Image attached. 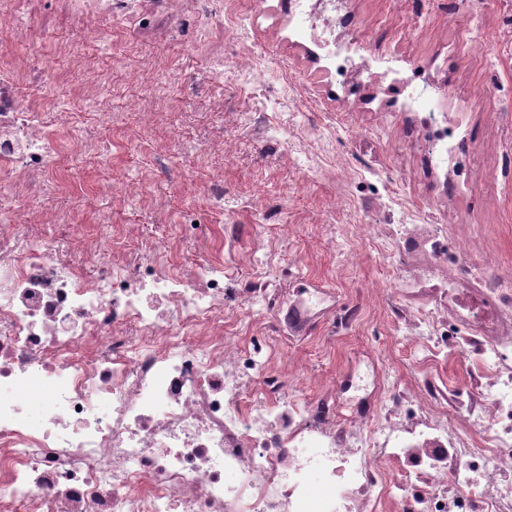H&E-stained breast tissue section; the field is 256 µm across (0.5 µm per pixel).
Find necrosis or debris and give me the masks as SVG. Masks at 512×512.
<instances>
[{
	"mask_svg": "<svg viewBox=\"0 0 512 512\" xmlns=\"http://www.w3.org/2000/svg\"><path fill=\"white\" fill-rule=\"evenodd\" d=\"M0 0V512H512V266L466 224H345L325 241L390 244L398 291L387 320L425 373L385 365L331 377L293 354L310 324L352 335L362 303L261 273L232 278L223 257L170 264V206L105 158L125 134L86 48L137 0ZM64 61L74 104L48 93ZM409 101L435 164L456 128L418 87ZM160 153L183 139L165 112H138ZM99 167L95 194L140 197L144 220L102 240L69 178ZM52 224L61 237L43 235ZM288 330L252 347L225 330L252 307ZM445 361L458 381L436 371Z\"/></svg>",
	"mask_w": 512,
	"mask_h": 512,
	"instance_id": "necrosis-or-debris-1",
	"label": "necrosis or debris"
}]
</instances>
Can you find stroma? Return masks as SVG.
Wrapping results in <instances>:
<instances>
[{"label": "stroma", "mask_w": 512, "mask_h": 512, "mask_svg": "<svg viewBox=\"0 0 512 512\" xmlns=\"http://www.w3.org/2000/svg\"><path fill=\"white\" fill-rule=\"evenodd\" d=\"M356 62L369 70L336 75L298 32L292 0H211L204 12L156 13L136 39L123 17L112 21V54L145 77L129 92L109 80L116 105L133 112H171L197 126L200 113L223 125L232 147L224 158V214L192 192L183 147L149 183L171 197L177 214L201 224H245L244 248L256 247L266 224H295L285 257L302 281L337 304L371 282H392L384 248L354 238L331 249L326 224H471L512 263V180L497 178L512 153V0H344L333 18ZM224 58V81L202 79L200 57ZM435 84L442 111L459 125L461 176L431 168L407 97L384 72ZM384 306L368 308L347 343L327 340L314 324L298 343L307 368L330 374L373 357L394 358V377H413L414 352L392 343Z\"/></svg>", "instance_id": "1"}]
</instances>
